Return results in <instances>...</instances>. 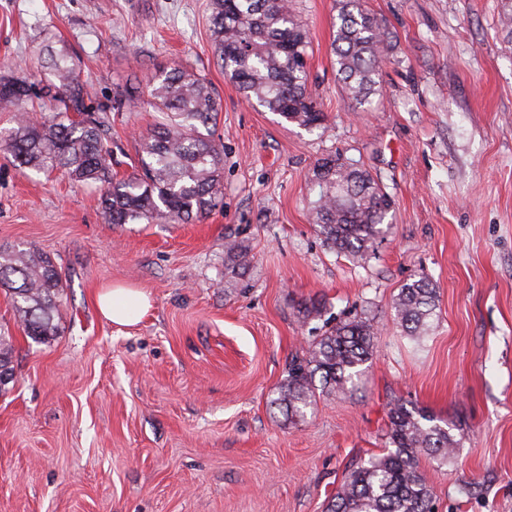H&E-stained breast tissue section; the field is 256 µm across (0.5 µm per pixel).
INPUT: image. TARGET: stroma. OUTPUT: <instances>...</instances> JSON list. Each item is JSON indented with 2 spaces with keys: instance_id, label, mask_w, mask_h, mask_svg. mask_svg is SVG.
<instances>
[{
  "instance_id": "1",
  "label": "stroma",
  "mask_w": 512,
  "mask_h": 512,
  "mask_svg": "<svg viewBox=\"0 0 512 512\" xmlns=\"http://www.w3.org/2000/svg\"><path fill=\"white\" fill-rule=\"evenodd\" d=\"M310 34L308 131L247 103L213 53L210 0H0V76L48 78L64 43L103 112L112 172L131 173L162 115L147 84L179 65L221 99L224 193L194 224L107 223L98 185L18 167L0 143V250L49 254L58 333L37 342L0 290L14 379L0 392V512H323L351 463L382 454L396 400L447 421L456 460L421 467L439 512H512V41L501 0H366L391 49L370 104L332 65L336 0H291ZM121 110H113L117 96ZM358 160L394 200L369 261L330 251L310 218L313 168ZM248 249L237 273L224 243ZM431 281L423 342L391 317L401 284ZM140 288L131 327L103 287ZM320 317L301 321L300 304ZM378 330L366 382L285 421L270 402L324 323ZM470 495H461L462 486ZM102 317L119 327L135 325L151 308L149 296L138 288L112 286L102 288L97 296Z\"/></svg>"
}]
</instances>
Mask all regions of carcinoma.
I'll use <instances>...</instances> for the list:
<instances>
[{"mask_svg": "<svg viewBox=\"0 0 512 512\" xmlns=\"http://www.w3.org/2000/svg\"><path fill=\"white\" fill-rule=\"evenodd\" d=\"M211 24L217 63L246 99L304 129L324 123L309 89L308 31L291 0H211ZM335 28L331 49L337 74L347 97L364 105L378 92L389 32L364 0H339ZM40 54L48 57L53 76L40 87L55 101L48 115L24 116L37 83L0 78V110L22 113L7 136L21 167L60 170L76 182L100 185L111 224L188 223L215 208L224 173L213 139L221 100L204 78L181 67L152 77L148 95L164 119L144 139L138 169L116 179L103 120L87 111L88 93L69 51L47 43ZM312 182L317 233L354 265H365L390 227L394 201L359 162L340 155L318 161ZM224 250L229 262L246 265L245 246L231 240ZM0 288L13 296L26 335L39 340L55 335L62 280L49 255L0 251ZM435 300L436 288L428 280L406 282L393 300V320L420 342L430 330ZM375 338L374 324L361 315L325 329L304 357L289 365L273 406L294 422L320 391L352 394L375 355ZM11 351L10 340L0 336V392L13 380ZM385 436V452L352 464L324 512H436L420 460L451 461L456 435L434 415L399 399L389 410Z\"/></svg>", "mask_w": 512, "mask_h": 512, "instance_id": "obj_1", "label": "carcinoma"}]
</instances>
